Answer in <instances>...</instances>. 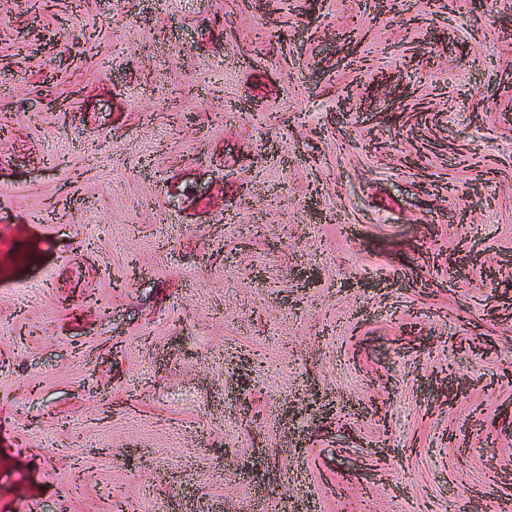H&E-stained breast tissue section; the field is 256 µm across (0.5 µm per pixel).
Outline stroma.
I'll list each match as a JSON object with an SVG mask.
<instances>
[{
    "instance_id": "1",
    "label": "stroma",
    "mask_w": 512,
    "mask_h": 512,
    "mask_svg": "<svg viewBox=\"0 0 512 512\" xmlns=\"http://www.w3.org/2000/svg\"><path fill=\"white\" fill-rule=\"evenodd\" d=\"M216 502L512 512V0H0V512Z\"/></svg>"
}]
</instances>
